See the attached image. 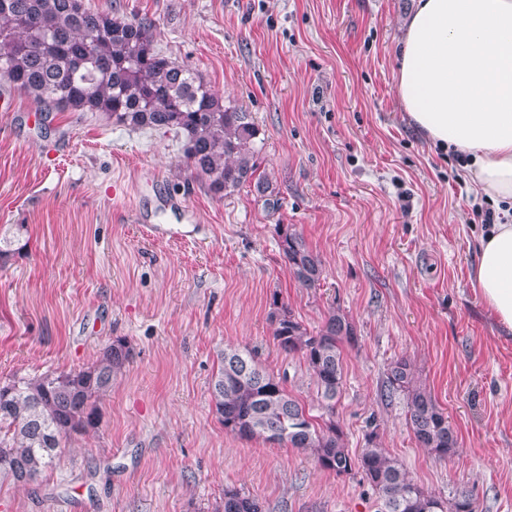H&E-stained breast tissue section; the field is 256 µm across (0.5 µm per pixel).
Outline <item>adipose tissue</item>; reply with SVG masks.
<instances>
[{
	"mask_svg": "<svg viewBox=\"0 0 512 512\" xmlns=\"http://www.w3.org/2000/svg\"><path fill=\"white\" fill-rule=\"evenodd\" d=\"M398 62V96L415 127L469 158L476 194L505 217L479 240L474 285L512 330V0H417Z\"/></svg>",
	"mask_w": 512,
	"mask_h": 512,
	"instance_id": "ef3b65f1",
	"label": "adipose tissue"
}]
</instances>
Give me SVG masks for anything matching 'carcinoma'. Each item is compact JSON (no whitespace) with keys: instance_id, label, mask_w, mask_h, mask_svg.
Segmentation results:
<instances>
[{"instance_id":"carcinoma-1","label":"carcinoma","mask_w":512,"mask_h":512,"mask_svg":"<svg viewBox=\"0 0 512 512\" xmlns=\"http://www.w3.org/2000/svg\"><path fill=\"white\" fill-rule=\"evenodd\" d=\"M152 29L148 18L118 20L79 10L75 0H0V67L11 86L49 110L102 112L119 125L182 137L189 167L215 196L249 184L273 203L271 182L258 172L259 129L249 114L224 105L194 70L154 50ZM280 249L300 287L321 286V260L300 233L282 230ZM269 321L278 347L300 355L312 372L318 414L262 368L251 349L234 347L220 354L212 381V403L225 431L307 452L338 476L360 473L378 494L379 512H479L467 491L444 500L417 485L373 431L365 434L360 457L349 453L336 403L343 349L355 345L357 335L343 313L329 309L311 331L275 295ZM130 357L127 342L116 338L88 367L1 386L0 477L31 485L53 469L76 436L97 426L98 403ZM384 395L406 399L407 422L420 447L443 458L456 453L448 416L415 384L409 361L389 365ZM221 512L264 509L258 499L227 489Z\"/></svg>"}]
</instances>
